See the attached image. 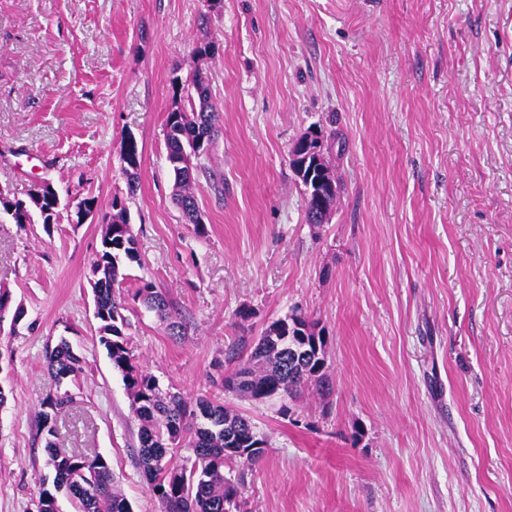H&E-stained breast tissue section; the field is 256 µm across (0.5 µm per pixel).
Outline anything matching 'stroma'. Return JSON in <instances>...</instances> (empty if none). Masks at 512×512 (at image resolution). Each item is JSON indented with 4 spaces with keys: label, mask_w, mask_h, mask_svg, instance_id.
<instances>
[{
    "label": "stroma",
    "mask_w": 512,
    "mask_h": 512,
    "mask_svg": "<svg viewBox=\"0 0 512 512\" xmlns=\"http://www.w3.org/2000/svg\"><path fill=\"white\" fill-rule=\"evenodd\" d=\"M199 68L221 114L200 231L165 147L171 81ZM313 129L340 185L325 224L290 164ZM44 183L96 196L99 219L0 213V285L24 309L0 329V512H36L63 338L84 372L58 447L102 454L134 512L162 510L96 337L88 277L116 198L139 249L119 290L130 346L162 391L223 402L266 439L249 512H512V0H0V189ZM144 281L170 318L135 298ZM295 310L323 331L332 390L305 387L289 420L225 391L223 363ZM141 151L138 142L131 138H127L121 150V160L124 163L123 170L128 177V191H136L137 189V170L140 165Z\"/></svg>",
    "instance_id": "35a3bbf8"
}]
</instances>
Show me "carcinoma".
<instances>
[{
  "instance_id": "cac0c4a2",
  "label": "carcinoma",
  "mask_w": 512,
  "mask_h": 512,
  "mask_svg": "<svg viewBox=\"0 0 512 512\" xmlns=\"http://www.w3.org/2000/svg\"><path fill=\"white\" fill-rule=\"evenodd\" d=\"M173 99H187L189 107L174 105L165 121L167 158L192 152L204 159L211 151L221 114L211 102L210 78L197 71L183 85L172 80ZM141 151L133 138L125 140L121 150L128 191L137 189V170ZM174 178V200L187 223H194L199 212L196 199L197 173L170 166ZM314 178L330 213L336 203L339 186L325 156L314 168ZM50 187L24 201L0 191V212L20 227L40 220L54 224L59 207L49 199ZM112 217L102 226L101 250L91 263L90 283L100 310L98 341L121 376L129 394L131 410L140 422L138 460L149 489L158 498L163 512H243L240 500L248 472L265 453L266 441L246 427L248 419L224 407V404L198 399L190 403L180 393H164L156 378L135 361L125 335L127 320L116 287L124 280L123 270L138 261L137 240L131 233L127 210L112 200ZM135 297L159 316L169 317L170 302L154 283L145 281L135 289ZM304 350L297 362L288 364V343ZM326 340L317 323L302 314H291L271 322L258 340L250 344L246 355L232 354L236 362L224 386L253 400L278 396L279 413L286 416L293 402L309 382L323 393L330 392L325 371ZM48 368L59 383L79 386L83 371L81 359L64 338L46 351ZM70 390L47 397L42 402L39 434L46 452L45 466L53 479L43 478L38 495L45 499V512H61L58 494L63 492L73 512H133L129 500L119 489V477L106 457L89 456L79 451L56 447L54 437L57 416L73 403ZM184 447L189 455L183 463L172 462L174 449Z\"/></svg>"
}]
</instances>
